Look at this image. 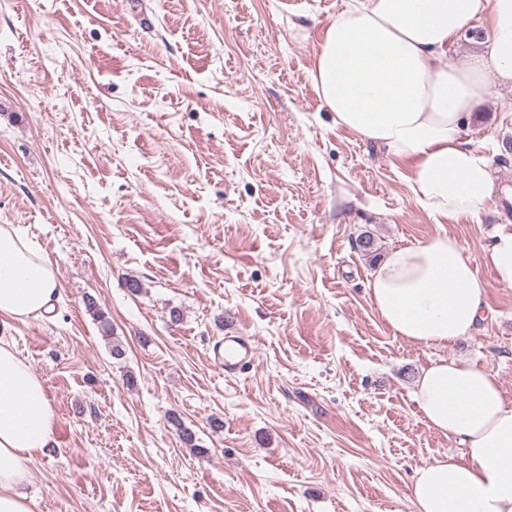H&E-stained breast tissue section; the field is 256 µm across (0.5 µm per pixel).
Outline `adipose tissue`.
<instances>
[{"mask_svg":"<svg viewBox=\"0 0 512 512\" xmlns=\"http://www.w3.org/2000/svg\"><path fill=\"white\" fill-rule=\"evenodd\" d=\"M475 25L489 36L486 55L450 64L459 34ZM310 76L337 126L410 162L422 209L445 219L487 209L491 159L465 130L496 89L512 88V0H345L323 29ZM62 292L53 263L1 224L0 322L39 317ZM486 293L461 242L445 232L392 248L369 282L394 336L434 346L473 333L489 313ZM413 399L433 429L469 453L416 470L415 512H512V400L497 374L441 359L422 371ZM55 424L43 378L0 336V512H35L31 463Z\"/></svg>","mask_w":512,"mask_h":512,"instance_id":"obj_1","label":"adipose tissue"}]
</instances>
